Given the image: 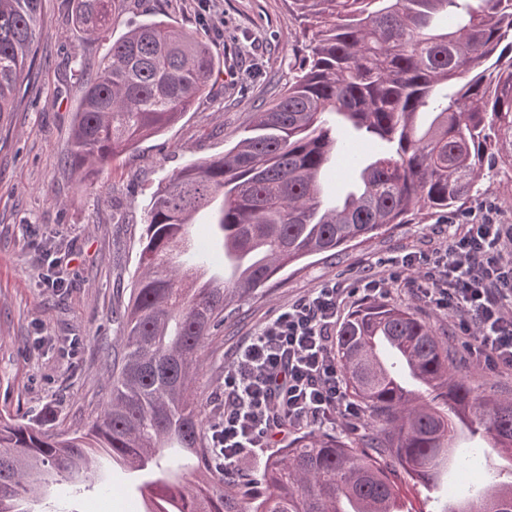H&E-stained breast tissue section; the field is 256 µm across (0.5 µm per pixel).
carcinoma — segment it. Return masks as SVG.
I'll return each mask as SVG.
<instances>
[{
    "instance_id": "1",
    "label": "carcinoma",
    "mask_w": 512,
    "mask_h": 512,
    "mask_svg": "<svg viewBox=\"0 0 512 512\" xmlns=\"http://www.w3.org/2000/svg\"><path fill=\"white\" fill-rule=\"evenodd\" d=\"M73 24L108 36L117 0H73ZM458 0H291L309 53L280 99L255 113L256 134L224 155L174 173L150 200L138 276L124 309L125 352L112 394L88 432L70 438L0 423V512H34L52 484L51 512L91 488L112 487L107 459L146 467L143 486L165 483L163 448L196 459L209 479L171 483L165 512H372L402 500L408 478L444 483L458 429L481 434L512 464V398L480 392L451 369L448 344L411 308L373 301L336 338L347 395L373 421L346 436L311 428L270 457L244 493L218 469L203 437L204 407L190 386L198 350L249 295L303 258L368 242L423 209L460 207L477 180L512 170V0H474L443 32L436 15ZM41 0H0V113L13 111L33 71ZM216 68L194 34L148 19L83 67L68 162L88 173L188 111ZM333 114L370 152L356 190L330 203L321 178L340 142ZM430 116L419 123L421 115ZM211 212L231 274L185 285L176 248L194 215ZM444 512H512V482L482 503Z\"/></svg>"
}]
</instances>
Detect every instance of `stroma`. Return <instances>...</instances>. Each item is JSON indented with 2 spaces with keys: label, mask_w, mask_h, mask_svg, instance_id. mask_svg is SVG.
<instances>
[{
  "label": "stroma",
  "mask_w": 512,
  "mask_h": 512,
  "mask_svg": "<svg viewBox=\"0 0 512 512\" xmlns=\"http://www.w3.org/2000/svg\"><path fill=\"white\" fill-rule=\"evenodd\" d=\"M70 0H42L43 35L35 75L14 111L0 114V417L65 437L86 432L111 393L122 356L118 320L129 302L145 232L147 205L169 176L223 155L250 133L255 112L287 89L308 40L289 0H121L112 17L120 36L147 19L195 32L220 68L192 108L164 132L99 168L93 182L66 160L78 92L74 69L106 54L108 39H85L71 23ZM512 225V171L483 177L458 211L413 216L369 243L301 259L266 287L241 298L198 352L192 383L207 424L224 411V369L283 309L316 288H341L338 320L379 298L413 308L454 353V371L477 387L512 398V368H492L460 333L458 314L424 301L416 273L390 281L393 259L444 248L449 230L475 222L486 206ZM388 285L365 291L369 279ZM145 512L137 483L121 469L112 490L68 501L72 512Z\"/></svg>",
  "instance_id": "35a3bbf8"
}]
</instances>
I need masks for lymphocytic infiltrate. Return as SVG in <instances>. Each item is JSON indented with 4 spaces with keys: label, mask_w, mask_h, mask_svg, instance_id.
<instances>
[{
    "label": "lymphocytic infiltrate",
    "mask_w": 512,
    "mask_h": 512,
    "mask_svg": "<svg viewBox=\"0 0 512 512\" xmlns=\"http://www.w3.org/2000/svg\"><path fill=\"white\" fill-rule=\"evenodd\" d=\"M494 209L451 235L444 254L410 253L406 271L421 273L427 298L467 316L481 355L512 367V247ZM339 288L328 285L284 309L239 351L224 372V415L212 429V451L225 471L241 455L264 448L272 433L287 434L358 411L349 401L328 346Z\"/></svg>",
    "instance_id": "1"
}]
</instances>
